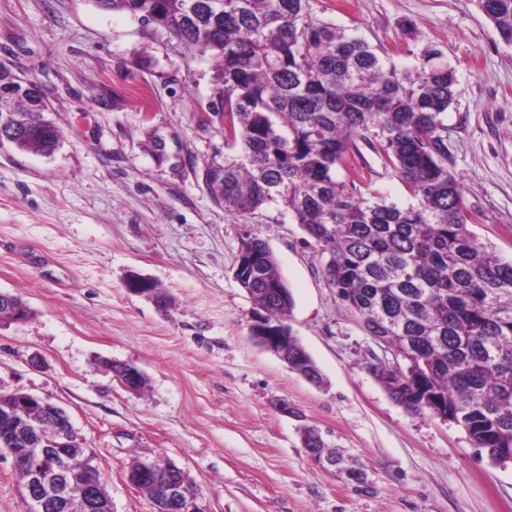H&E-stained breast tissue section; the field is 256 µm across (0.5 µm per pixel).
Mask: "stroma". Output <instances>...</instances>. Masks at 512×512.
Returning a JSON list of instances; mask_svg holds the SVG:
<instances>
[{"label": "stroma", "instance_id": "1", "mask_svg": "<svg viewBox=\"0 0 512 512\" xmlns=\"http://www.w3.org/2000/svg\"><path fill=\"white\" fill-rule=\"evenodd\" d=\"M312 8L396 67L430 45L444 52L457 72L448 167L469 229L512 260V46L477 0ZM0 65L41 87L62 136L50 156L0 146V291L32 310L0 324V392L68 411L112 512H153L126 480L137 457L184 468L201 512H512V465L478 457L460 426L406 410L368 371L378 346L300 224L274 204L239 215L212 200L201 172L224 133L201 121L214 98L211 57L93 0H0ZM354 172L362 192L408 203L362 140L338 176ZM248 231L293 293L288 322L322 385L250 335L257 310L234 276ZM133 273L167 295L166 309L127 290ZM111 362L138 368L141 389H124ZM307 426L341 464L309 460ZM351 466L363 480L348 479ZM27 510L0 449V512Z\"/></svg>", "mask_w": 512, "mask_h": 512}]
</instances>
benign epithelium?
I'll list each match as a JSON object with an SVG mask.
<instances>
[{
    "mask_svg": "<svg viewBox=\"0 0 512 512\" xmlns=\"http://www.w3.org/2000/svg\"><path fill=\"white\" fill-rule=\"evenodd\" d=\"M152 281L137 274L127 279L130 292L156 300ZM251 336L268 352L288 361V323L278 322L275 334L251 331ZM110 371L127 390L143 384L139 369L127 364H111ZM0 415L11 421L0 434V446L9 449L29 503V512H112L105 479L94 456L80 446L71 418L65 409L45 398L22 392L0 395ZM74 456L85 458V473L70 470ZM156 477L163 491L152 499L154 512H200L190 491L187 471L173 462L166 471L155 473L153 461L137 459L129 467L127 481L135 489L145 478Z\"/></svg>",
    "mask_w": 512,
    "mask_h": 512,
    "instance_id": "1",
    "label": "benign epithelium"
}]
</instances>
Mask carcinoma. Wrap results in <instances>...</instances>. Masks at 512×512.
I'll use <instances>...</instances> for the list:
<instances>
[{
	"instance_id": "carcinoma-1",
	"label": "carcinoma",
	"mask_w": 512,
	"mask_h": 512,
	"mask_svg": "<svg viewBox=\"0 0 512 512\" xmlns=\"http://www.w3.org/2000/svg\"><path fill=\"white\" fill-rule=\"evenodd\" d=\"M165 30L217 63L213 111L224 146L202 181L238 214L275 203L328 254V284L393 351L369 371L406 409L423 396L459 423L492 462L512 448V260L468 230L462 188L448 168L444 114L456 73L436 47L401 70L363 39L313 14L312 0H94ZM512 45V0H477ZM0 72V101L17 122L0 141L50 155L61 133L41 98ZM362 137L405 185L399 204L337 178ZM239 284L265 319H288L293 297L267 243L253 235ZM418 372L409 376L408 360ZM295 370L316 372L305 349Z\"/></svg>"
}]
</instances>
